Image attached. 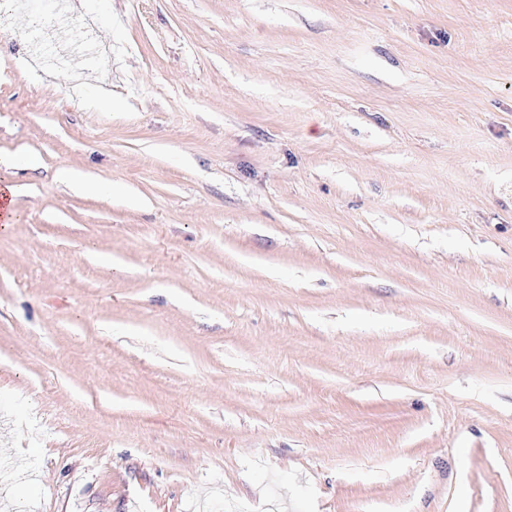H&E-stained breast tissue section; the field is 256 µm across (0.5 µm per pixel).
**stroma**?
I'll return each instance as SVG.
<instances>
[{
	"label": "stroma",
	"instance_id": "obj_1",
	"mask_svg": "<svg viewBox=\"0 0 512 512\" xmlns=\"http://www.w3.org/2000/svg\"><path fill=\"white\" fill-rule=\"evenodd\" d=\"M54 2L0 7V512H512V0Z\"/></svg>",
	"mask_w": 512,
	"mask_h": 512
}]
</instances>
